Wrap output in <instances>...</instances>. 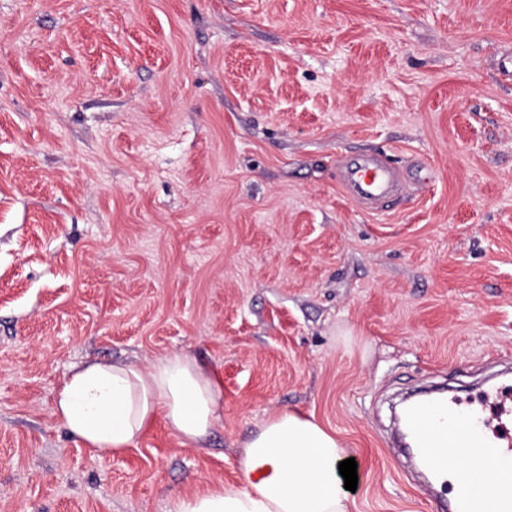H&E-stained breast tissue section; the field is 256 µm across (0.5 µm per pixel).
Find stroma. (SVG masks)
I'll use <instances>...</instances> for the list:
<instances>
[{"label": "stroma", "instance_id": "35a3bbf8", "mask_svg": "<svg viewBox=\"0 0 512 512\" xmlns=\"http://www.w3.org/2000/svg\"><path fill=\"white\" fill-rule=\"evenodd\" d=\"M511 54L512 0H0V512H168L279 410L355 458L350 512H438L392 408L512 364ZM376 153L372 212L336 166ZM176 353L222 389L199 447L52 413Z\"/></svg>", "mask_w": 512, "mask_h": 512}]
</instances>
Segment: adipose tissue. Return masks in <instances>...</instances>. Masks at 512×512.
I'll use <instances>...</instances> for the list:
<instances>
[{
    "label": "adipose tissue",
    "instance_id": "1",
    "mask_svg": "<svg viewBox=\"0 0 512 512\" xmlns=\"http://www.w3.org/2000/svg\"><path fill=\"white\" fill-rule=\"evenodd\" d=\"M222 409L212 375L184 354L159 359L145 373L86 363L64 380L52 406L68 434L102 457L128 451L160 418L185 444L196 445ZM343 459L340 441L316 421L276 412L244 446L240 486L175 495L170 512H349L338 468Z\"/></svg>",
    "mask_w": 512,
    "mask_h": 512
}]
</instances>
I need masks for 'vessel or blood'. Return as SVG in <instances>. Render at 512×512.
Here are the masks:
<instances>
[{"mask_svg":"<svg viewBox=\"0 0 512 512\" xmlns=\"http://www.w3.org/2000/svg\"><path fill=\"white\" fill-rule=\"evenodd\" d=\"M339 181L350 196L374 211L383 199L399 190L401 178L391 162L369 156L346 163ZM498 426L499 433H491L481 409L445 399L420 404L408 412L405 427L426 469L446 472L452 446L474 461L473 467L458 478L460 490L448 501L450 512H512V418L499 417ZM488 460L497 467L502 484L501 493L491 501L482 491L481 464Z\"/></svg>","mask_w":512,"mask_h":512,"instance_id":"b4317fda","label":"vessel or blood"}]
</instances>
